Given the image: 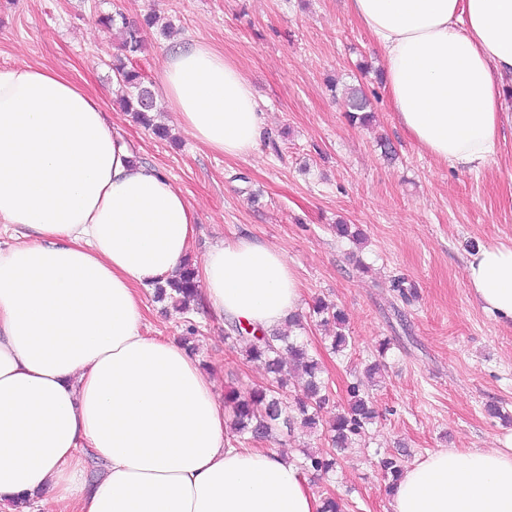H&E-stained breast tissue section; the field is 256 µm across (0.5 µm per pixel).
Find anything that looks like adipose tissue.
<instances>
[{"label": "adipose tissue", "mask_w": 512, "mask_h": 512, "mask_svg": "<svg viewBox=\"0 0 512 512\" xmlns=\"http://www.w3.org/2000/svg\"><path fill=\"white\" fill-rule=\"evenodd\" d=\"M349 4L415 143L452 170L489 163L512 120V0ZM157 80L210 150L245 157L264 137L248 81L209 43L169 51ZM195 224L96 93L46 66L0 70V512L44 490L60 512H321L293 453L230 442L197 356L145 331L143 293L178 273ZM464 278L512 325V245L468 254ZM199 282L218 318L264 331L302 299L284 253L246 238L214 246ZM390 494L394 512H512V444L438 449Z\"/></svg>", "instance_id": "obj_1"}]
</instances>
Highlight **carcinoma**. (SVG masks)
<instances>
[{
    "label": "carcinoma",
    "instance_id": "1",
    "mask_svg": "<svg viewBox=\"0 0 512 512\" xmlns=\"http://www.w3.org/2000/svg\"><path fill=\"white\" fill-rule=\"evenodd\" d=\"M102 23L116 30L121 38L124 58L113 65V70L129 89L124 100L125 109L134 113L137 123L150 128L149 113L155 109L152 103L154 92L146 85L143 74L132 67V61L144 47L143 29L120 10L104 16ZM343 98L350 121L363 125L369 122L370 103L362 89L347 86L343 90ZM155 292L157 298H170L181 308H186L187 302L196 295L195 268L190 262H184L178 276L156 284ZM313 313L321 318V322L336 325L337 332L329 337V350L334 354L343 353L350 345L349 336L342 331L345 324L343 311L335 304L320 299L315 303ZM224 339L241 346L247 359L264 363L270 376V383L265 386L251 387L243 392L232 390L224 396V403L232 405L231 431L238 442L245 445L266 443L277 440L282 431L289 435L297 429H314L320 424L332 393L322 378L321 359L311 353L304 342L285 330L264 332L258 336L256 330L249 331L235 321L228 324ZM290 374L302 382L291 410L282 399ZM376 417L377 411L369 393L361 388L360 382H351L347 387L346 404L334 413L328 423L329 448L322 451L303 449L301 468L320 474L329 473L338 464L336 452L352 447L356 441L368 444L369 428ZM378 467L390 482L395 481L405 469L402 458L392 454L380 459Z\"/></svg>",
    "mask_w": 512,
    "mask_h": 512
}]
</instances>
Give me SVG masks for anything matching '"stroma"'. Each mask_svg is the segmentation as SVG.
<instances>
[{
	"label": "stroma",
	"instance_id": "35a3bbf8",
	"mask_svg": "<svg viewBox=\"0 0 512 512\" xmlns=\"http://www.w3.org/2000/svg\"><path fill=\"white\" fill-rule=\"evenodd\" d=\"M121 9L133 20L157 12L169 35L144 31L134 61L154 80L163 55L202 40L234 60L249 81L267 137L245 158L209 150L173 112L155 113L169 138L121 111L110 62L119 38L100 19ZM41 64L102 93L112 123L143 162L161 168L192 203L193 264L224 240L249 237L282 250L303 288L299 334L324 356L336 405L366 365L384 369L368 392L378 416L368 447L350 448L326 477L310 476L319 497L341 498L345 512H393L377 465L385 454L414 464L440 448H500L512 441V329L481 309L464 278L477 244H512V127L481 170H448L422 152L397 120L375 76L380 61L347 0H0V69ZM363 87L370 125L348 121L330 80ZM389 140L394 159L382 154ZM359 226L367 241L338 238ZM402 277L410 300L393 291ZM343 310L352 338L326 353L316 299ZM149 333L177 339L197 328L198 358L219 393L267 382L259 363L224 341V322L194 302L187 312L144 293ZM388 342L379 354L380 342ZM503 418L489 417L488 404Z\"/></svg>",
	"mask_w": 512,
	"mask_h": 512
}]
</instances>
